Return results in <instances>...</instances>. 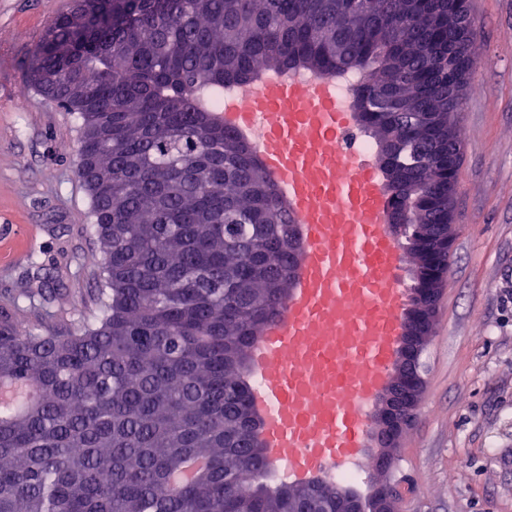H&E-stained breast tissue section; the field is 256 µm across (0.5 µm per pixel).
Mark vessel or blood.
I'll list each match as a JSON object with an SVG mask.
<instances>
[{"mask_svg":"<svg viewBox=\"0 0 512 512\" xmlns=\"http://www.w3.org/2000/svg\"><path fill=\"white\" fill-rule=\"evenodd\" d=\"M243 104L224 122L256 146L298 234L287 314L251 351L263 446L294 484L365 460L370 408L402 336L400 256L372 157L336 150L357 115L337 107L329 78L268 77ZM354 302L356 316L347 310Z\"/></svg>","mask_w":512,"mask_h":512,"instance_id":"vessel-or-blood-1","label":"vessel or blood"}]
</instances>
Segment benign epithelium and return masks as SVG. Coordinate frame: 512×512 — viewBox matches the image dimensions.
Listing matches in <instances>:
<instances>
[{
    "label": "benign epithelium",
    "mask_w": 512,
    "mask_h": 512,
    "mask_svg": "<svg viewBox=\"0 0 512 512\" xmlns=\"http://www.w3.org/2000/svg\"><path fill=\"white\" fill-rule=\"evenodd\" d=\"M440 293L439 288H414L408 306L402 311V345L371 419L373 448L369 449L368 457L378 463L391 462L393 448L418 410L424 386L419 359L430 341ZM337 499L345 504L346 512H398L399 509L395 488L384 479L371 482L364 493L342 488Z\"/></svg>",
    "instance_id": "1"
}]
</instances>
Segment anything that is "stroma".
I'll list each match as a JSON object with an SVG mask.
<instances>
[{
  "label": "stroma",
  "mask_w": 512,
  "mask_h": 512,
  "mask_svg": "<svg viewBox=\"0 0 512 512\" xmlns=\"http://www.w3.org/2000/svg\"><path fill=\"white\" fill-rule=\"evenodd\" d=\"M72 0H0V297L41 275L91 299L100 244L76 175L78 122L24 84L34 49ZM480 30L466 88L458 236L421 357L416 418L390 466L400 512H512V0H472Z\"/></svg>",
  "instance_id": "stroma-1"
}]
</instances>
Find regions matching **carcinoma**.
Segmentation results:
<instances>
[{
    "instance_id": "obj_1",
    "label": "carcinoma",
    "mask_w": 512,
    "mask_h": 512,
    "mask_svg": "<svg viewBox=\"0 0 512 512\" xmlns=\"http://www.w3.org/2000/svg\"><path fill=\"white\" fill-rule=\"evenodd\" d=\"M471 0H77L27 82L76 115L102 245L91 313L58 334L41 288L0 302V512H336V483H274L244 422L247 339L290 285L288 206L204 101L302 68L356 70L406 237L453 223ZM450 255L416 259L433 287Z\"/></svg>"
}]
</instances>
